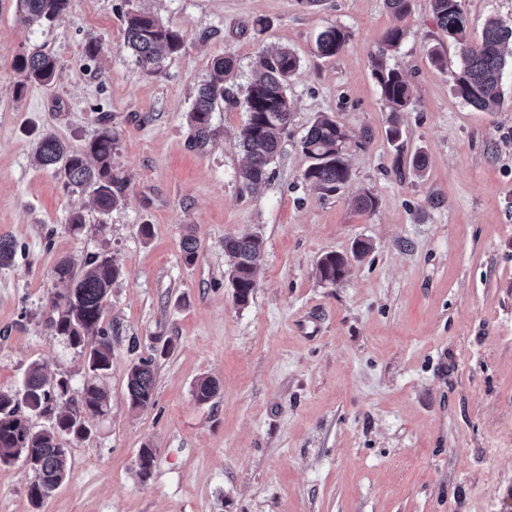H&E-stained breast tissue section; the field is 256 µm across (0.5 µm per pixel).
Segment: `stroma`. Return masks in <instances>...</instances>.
Here are the masks:
<instances>
[{
    "instance_id": "35a3bbf8",
    "label": "stroma",
    "mask_w": 512,
    "mask_h": 512,
    "mask_svg": "<svg viewBox=\"0 0 512 512\" xmlns=\"http://www.w3.org/2000/svg\"><path fill=\"white\" fill-rule=\"evenodd\" d=\"M132 10L181 32L184 53L143 69L124 45ZM396 25L407 35L387 59L415 94L398 145L372 76ZM328 26L349 40L325 59L315 37ZM91 41L103 47L93 59ZM438 44L444 71L427 56ZM278 45L302 60L289 83L293 121L268 183L247 195L244 108H218L202 142L187 117L213 59H234L227 85L239 94L262 48ZM35 50L56 59V75L17 94L14 61ZM458 66L431 0H411L403 19L385 0H70L30 27L19 0H0V237L16 243L0 267V391L36 362L79 399L84 358L46 326L61 289L54 268L105 252L122 270L104 314L108 412L87 419L86 438L63 437L70 475L42 505L29 497L33 471L0 463V512H512V64L492 112L452 92ZM321 113L361 137L347 154L350 182L325 197L303 179L302 138ZM103 119L126 181L106 215L34 161L42 134L80 151ZM418 149L424 173L398 169V152ZM359 195L374 209H355ZM249 234L264 251L242 307L224 239ZM360 240L371 249L352 258ZM332 251L351 257L334 285L315 275ZM143 358L155 403L134 410L126 375ZM204 375L221 390L201 404L193 384Z\"/></svg>"
}]
</instances>
